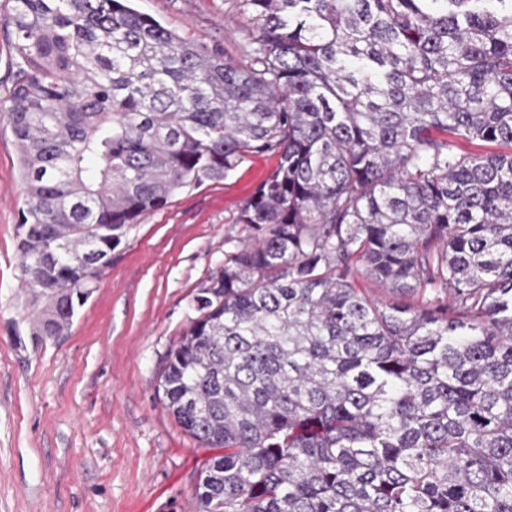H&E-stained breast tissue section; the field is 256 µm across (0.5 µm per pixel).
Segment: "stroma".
Masks as SVG:
<instances>
[{
	"instance_id": "35a3bbf8",
	"label": "stroma",
	"mask_w": 512,
	"mask_h": 512,
	"mask_svg": "<svg viewBox=\"0 0 512 512\" xmlns=\"http://www.w3.org/2000/svg\"><path fill=\"white\" fill-rule=\"evenodd\" d=\"M133 6L206 51L250 62L238 0ZM277 163L250 155L144 215L69 330L35 345L18 278L19 152L0 114V512H192L198 468L214 451L165 411L160 374L225 241L247 237L241 206Z\"/></svg>"
}]
</instances>
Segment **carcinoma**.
I'll list each match as a JSON object with an SVG mask.
<instances>
[{"mask_svg":"<svg viewBox=\"0 0 512 512\" xmlns=\"http://www.w3.org/2000/svg\"><path fill=\"white\" fill-rule=\"evenodd\" d=\"M127 2L3 18L32 335L69 328L92 251L277 154L160 376L224 450L196 512H512V0H241L248 66Z\"/></svg>","mask_w":512,"mask_h":512,"instance_id":"obj_1","label":"carcinoma"}]
</instances>
